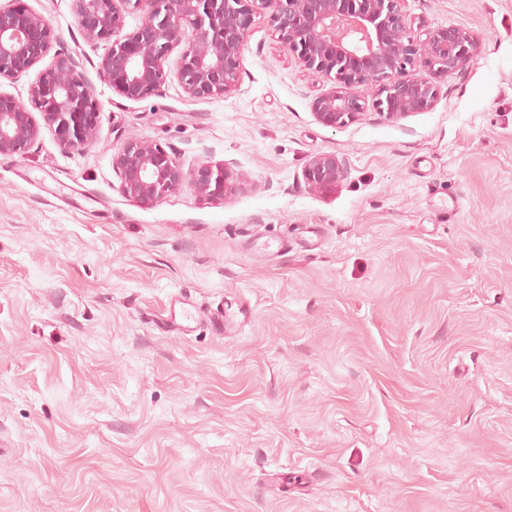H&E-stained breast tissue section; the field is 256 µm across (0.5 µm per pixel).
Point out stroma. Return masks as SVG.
<instances>
[{
	"instance_id": "obj_1",
	"label": "stroma",
	"mask_w": 512,
	"mask_h": 512,
	"mask_svg": "<svg viewBox=\"0 0 512 512\" xmlns=\"http://www.w3.org/2000/svg\"><path fill=\"white\" fill-rule=\"evenodd\" d=\"M23 2L102 112L83 150L0 156V512H512V0H405L479 54L396 120L359 87L341 128L267 19L231 96L130 101L70 0ZM131 135L247 180L140 205ZM176 297L223 328L172 329ZM346 174L345 162L333 153H321L310 159L304 177L314 190L326 191L333 188Z\"/></svg>"
}]
</instances>
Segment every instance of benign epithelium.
Listing matches in <instances>:
<instances>
[{
	"label": "benign epithelium",
	"mask_w": 512,
	"mask_h": 512,
	"mask_svg": "<svg viewBox=\"0 0 512 512\" xmlns=\"http://www.w3.org/2000/svg\"><path fill=\"white\" fill-rule=\"evenodd\" d=\"M78 27L89 42L109 50L98 72L113 92L130 101L159 93L175 76L191 99L224 98L235 90L248 34L271 11L276 39L305 70L333 76L334 87L315 98L316 119L341 127L365 112L355 88L367 86L386 118L433 107L448 74L470 67L479 39L470 30L447 27L421 33L404 10V0H71ZM144 12L141 24L122 34L125 14ZM57 42L48 20L22 4L0 9V79L28 73ZM181 49L175 72L165 63ZM40 117H35L34 112ZM102 105L75 61L59 56L29 89V103L0 90V155L27 152L42 128L66 151H78L97 136ZM120 190L152 206L186 182L201 196L230 193L242 176L221 165H199L186 173L156 145L124 140L112 157ZM346 174L334 153L310 159L304 177L314 190L333 188Z\"/></svg>",
	"instance_id": "benign-epithelium-1"
}]
</instances>
